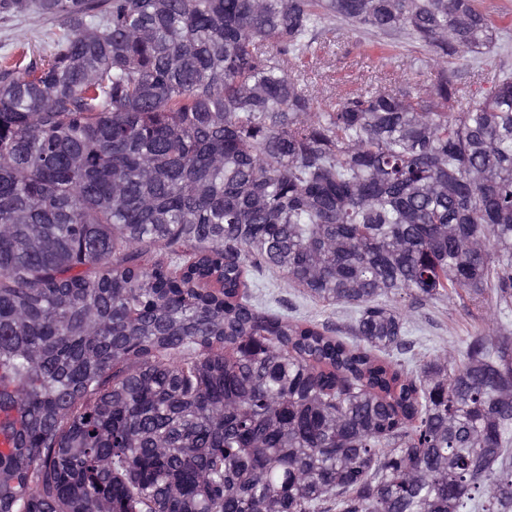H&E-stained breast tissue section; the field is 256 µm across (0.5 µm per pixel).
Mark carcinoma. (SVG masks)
Instances as JSON below:
<instances>
[{
  "label": "carcinoma",
  "mask_w": 512,
  "mask_h": 512,
  "mask_svg": "<svg viewBox=\"0 0 512 512\" xmlns=\"http://www.w3.org/2000/svg\"><path fill=\"white\" fill-rule=\"evenodd\" d=\"M0 512H512V331L418 369L405 307L512 309V71L476 0H0ZM340 20L440 63L320 110ZM356 308L265 310L252 277ZM59 31L57 24L34 15L18 17L6 24L0 21V59L23 51L26 55L24 63L40 65L51 54L50 33Z\"/></svg>",
  "instance_id": "obj_1"
}]
</instances>
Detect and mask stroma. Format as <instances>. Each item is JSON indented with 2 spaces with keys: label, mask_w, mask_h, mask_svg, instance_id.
Here are the masks:
<instances>
[{
  "label": "stroma",
  "mask_w": 512,
  "mask_h": 512,
  "mask_svg": "<svg viewBox=\"0 0 512 512\" xmlns=\"http://www.w3.org/2000/svg\"><path fill=\"white\" fill-rule=\"evenodd\" d=\"M496 24L505 36L499 40L496 53L480 60L465 59L464 68L474 83L493 78L500 60L512 63V0H491ZM52 23L35 16H22L8 23L0 22V57L25 54L27 61L41 64L51 54ZM293 73L302 85L318 90V105L334 106L340 92L348 89L374 90L380 77H388L392 85H431L436 66L427 49L404 43L390 44L384 49L369 48L358 32L346 31L338 40L321 49L316 63L294 61ZM255 297L263 307L317 324L346 330L355 313L346 304H329L312 299L273 272L256 276ZM486 317L482 308L468 296L460 294L410 306L407 311L406 338L408 353L414 364H422L452 349L463 352L466 342L481 327Z\"/></svg>",
  "instance_id": "35a3bbf8"
}]
</instances>
